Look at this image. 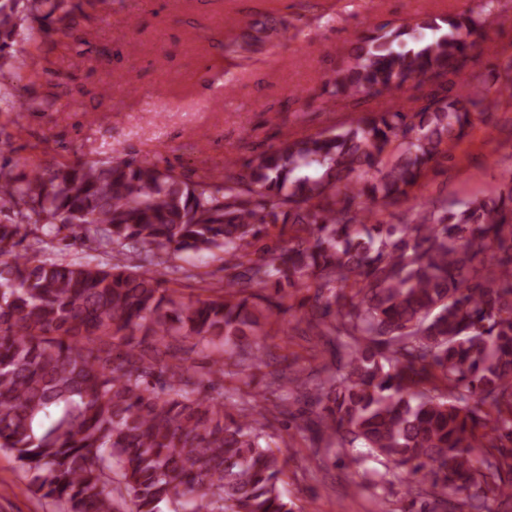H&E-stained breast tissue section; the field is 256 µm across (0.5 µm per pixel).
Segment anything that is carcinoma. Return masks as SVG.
Wrapping results in <instances>:
<instances>
[{"mask_svg": "<svg viewBox=\"0 0 512 512\" xmlns=\"http://www.w3.org/2000/svg\"><path fill=\"white\" fill-rule=\"evenodd\" d=\"M70 0H0V66L37 22ZM479 11L379 26L336 69L340 102L394 96L461 76ZM453 99L396 102L340 128L283 140L220 184L188 182L145 159L0 164V451L57 512H294L286 460L246 371L285 297L309 305L301 336L329 358L311 378L318 441L363 449L360 490L380 512H488L512 498V187L448 204L408 202L474 121L512 104L474 77ZM294 236L283 240L284 230ZM101 260H58L75 233ZM32 242L27 247L22 243ZM224 254V288L187 299L150 266L184 250ZM194 340L207 371L178 344ZM300 374L276 372L279 407L301 402ZM373 459L384 471H369Z\"/></svg>", "mask_w": 512, "mask_h": 512, "instance_id": "1", "label": "carcinoma"}]
</instances>
